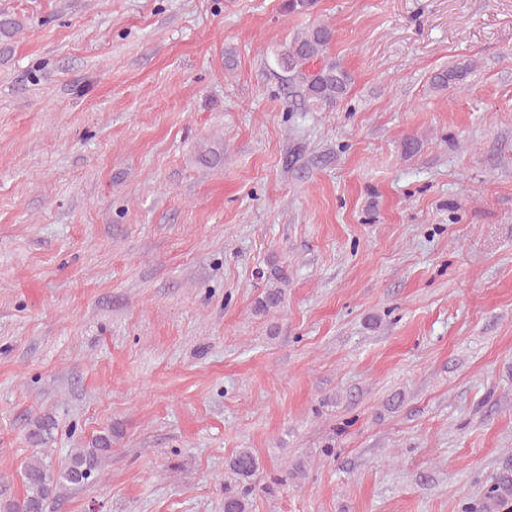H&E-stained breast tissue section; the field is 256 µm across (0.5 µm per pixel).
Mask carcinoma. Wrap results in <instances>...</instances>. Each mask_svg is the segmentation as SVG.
<instances>
[{"mask_svg":"<svg viewBox=\"0 0 512 512\" xmlns=\"http://www.w3.org/2000/svg\"><path fill=\"white\" fill-rule=\"evenodd\" d=\"M317 0H284L282 9L287 14H309ZM20 25L5 12H0V43L15 37ZM335 39L330 25L319 24L285 42L273 54L274 65L287 74V80L304 111L330 108L346 98L353 83V75L339 61L329 58ZM473 65L456 64L435 74L431 80L439 90L454 88L466 80ZM269 288L258 298L256 308L267 313L283 300L279 283L288 281L284 270L276 268L268 277ZM53 422L39 418L32 424L29 438L37 445L36 453L24 468L23 496L18 499H0V512H45L46 502L58 487H80L89 484L99 471L102 459L112 452V430H102L84 448H75L68 461L59 467L52 465L51 456L41 444L50 434ZM234 485H224V512H250V496L255 490V479L260 470L256 456L249 448L239 449L226 464ZM512 504V465L504 466L476 499L464 506V512H504Z\"/></svg>","mask_w":512,"mask_h":512,"instance_id":"1","label":"carcinoma"}]
</instances>
